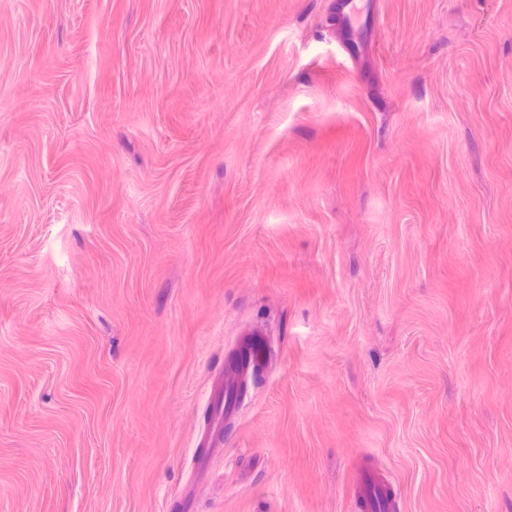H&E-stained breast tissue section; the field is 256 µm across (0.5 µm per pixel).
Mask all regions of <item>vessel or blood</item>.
<instances>
[{"mask_svg": "<svg viewBox=\"0 0 512 512\" xmlns=\"http://www.w3.org/2000/svg\"><path fill=\"white\" fill-rule=\"evenodd\" d=\"M333 14L344 54L354 61L363 60L372 41L375 0H334ZM242 350L251 370L261 367L267 356L266 344L259 337L244 343ZM391 507L382 484L374 475H367L360 490L361 512H390Z\"/></svg>", "mask_w": 512, "mask_h": 512, "instance_id": "b4317fda", "label": "vessel or blood"}]
</instances>
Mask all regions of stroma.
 <instances>
[{"label": "stroma", "instance_id": "35a3bbf8", "mask_svg": "<svg viewBox=\"0 0 512 512\" xmlns=\"http://www.w3.org/2000/svg\"><path fill=\"white\" fill-rule=\"evenodd\" d=\"M377 2L0 0V512H512V0ZM375 0H334L336 31L344 54L352 61H362L372 42ZM239 348L244 352L246 368L252 370L262 366L267 356V347L261 337L242 343ZM385 488L373 474H368L361 486L359 509L362 512H383L384 510H393L392 504L395 501L394 491L392 499H387Z\"/></svg>", "mask_w": 512, "mask_h": 512}]
</instances>
